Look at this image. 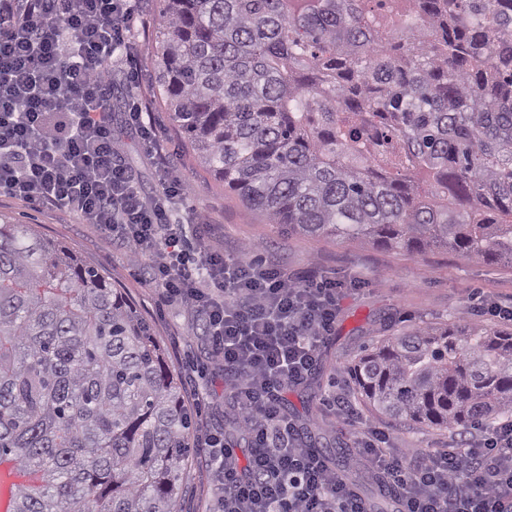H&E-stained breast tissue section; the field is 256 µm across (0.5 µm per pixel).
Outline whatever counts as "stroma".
I'll use <instances>...</instances> for the list:
<instances>
[{
	"label": "stroma",
	"mask_w": 512,
	"mask_h": 512,
	"mask_svg": "<svg viewBox=\"0 0 512 512\" xmlns=\"http://www.w3.org/2000/svg\"><path fill=\"white\" fill-rule=\"evenodd\" d=\"M138 5L134 59L110 63V105L115 146L145 194L156 195L161 185L138 133L124 122L126 112L135 105L151 112L166 163L189 188L187 200L172 210L173 221L199 218L207 245L227 260L277 263L293 275H328L346 284L334 330L320 351L321 366L299 391L289 392L288 415L300 423L310 422L327 441H340L349 449L366 427L375 426L389 433L394 448L423 454L446 451L457 442V433L399 426L363 406L355 421L339 423L328 415L325 402L335 394L353 399L347 367L378 338L425 325L463 328L478 322L503 327V320L483 315L481 306L490 301L512 303V267L492 259L471 262L436 249L409 253L360 241L289 234L266 223L257 210L199 165L170 112L154 98L157 5L155 0H138ZM0 215L35 225L44 237L104 268L113 287L150 325L164 348L167 365L180 371L188 407L213 427L223 428L232 410L224 394V373L218 368L202 376L195 372V365L208 357L209 339L194 327L185 307L161 302L142 271L150 257L132 263L116 240L95 225L80 223L72 212L37 207L4 192L0 193ZM185 481L189 492L178 512H217V494L198 459H190Z\"/></svg>",
	"instance_id": "1"
}]
</instances>
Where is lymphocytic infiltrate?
<instances>
[{"mask_svg": "<svg viewBox=\"0 0 512 512\" xmlns=\"http://www.w3.org/2000/svg\"><path fill=\"white\" fill-rule=\"evenodd\" d=\"M137 0H0V190L73 211L116 237L131 260L153 257L150 282L166 301L201 314L210 362L240 395L247 464L220 432L201 427L198 457L220 512H366L341 473L282 411L288 387L319 364L336 322V279L304 281L273 264L227 262L173 223L188 188L164 171L143 195L118 156L98 63L129 56ZM356 448L397 494L399 512H512V419L441 454L396 452L366 429Z\"/></svg>", "mask_w": 512, "mask_h": 512, "instance_id": "f902f5d3", "label": "lymphocytic infiltrate"}]
</instances>
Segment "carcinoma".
Segmentation results:
<instances>
[{"label": "carcinoma", "instance_id": "carcinoma-1", "mask_svg": "<svg viewBox=\"0 0 512 512\" xmlns=\"http://www.w3.org/2000/svg\"><path fill=\"white\" fill-rule=\"evenodd\" d=\"M157 21L161 99L266 223L512 265V0H162ZM163 361L104 269L0 217L6 512H178L193 416ZM348 375L381 416L469 435L512 415V330L419 326Z\"/></svg>", "mask_w": 512, "mask_h": 512}]
</instances>
